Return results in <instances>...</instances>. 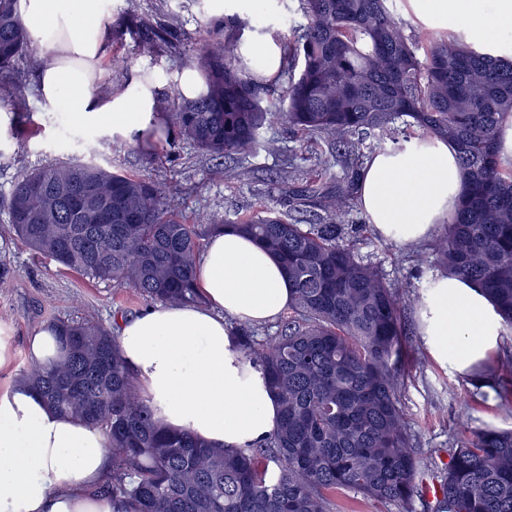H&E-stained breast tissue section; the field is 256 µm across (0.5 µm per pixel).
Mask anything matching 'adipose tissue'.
I'll list each match as a JSON object with an SVG mask.
<instances>
[{
    "label": "adipose tissue",
    "mask_w": 512,
    "mask_h": 512,
    "mask_svg": "<svg viewBox=\"0 0 512 512\" xmlns=\"http://www.w3.org/2000/svg\"><path fill=\"white\" fill-rule=\"evenodd\" d=\"M434 28L496 46L512 33V0H408ZM32 44L49 60L39 71L46 105L65 107L81 125L118 129L141 141L158 120L156 88L132 75L125 94L103 92L99 68L112 43L101 0H19ZM451 143L415 140L366 162L359 202L383 236L416 244L456 209L463 186ZM200 305L156 304L139 316H116L120 354L161 426L186 431L215 448L259 447L274 430L279 406L260 371L244 363L229 320L275 321L292 298L280 265L253 240L232 231L210 237L195 267ZM501 320L477 287L440 278L423 332L435 358L463 370L495 350ZM105 428L51 408L19 385L0 394V512H122L111 495Z\"/></svg>",
    "instance_id": "obj_1"
}]
</instances>
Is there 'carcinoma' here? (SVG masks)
<instances>
[{"instance_id": "obj_1", "label": "carcinoma", "mask_w": 512, "mask_h": 512, "mask_svg": "<svg viewBox=\"0 0 512 512\" xmlns=\"http://www.w3.org/2000/svg\"><path fill=\"white\" fill-rule=\"evenodd\" d=\"M306 23L254 25L238 14L209 23L196 59L205 89L173 86V108L139 143L151 162L156 139L175 132L216 161L220 177L260 146L276 117L307 141L353 158L345 178L314 151L299 175L288 165L279 189L284 214L262 194L245 214L187 224L154 181L83 157L22 174L7 200L8 223L34 254L92 281L131 288L152 304H196L201 241L227 230L248 236L281 263L293 290L288 320L266 342L246 322L231 327L234 348L259 369L281 418L259 448L216 449L188 432L159 427L121 359L111 328L89 320L51 324L61 347L50 367L19 382L56 410L109 433L112 480L103 491L134 512H330L353 492L412 512L421 460L400 403L410 336L403 312L417 301L355 249L345 215L358 199L364 136L404 149L414 139L452 143L464 172L456 211L425 263L477 285L512 330V163L500 152L512 117V48H477L456 33L421 48L395 16V0H298ZM143 53L176 47L178 35L135 16ZM282 51L271 81L246 55L245 29ZM30 46L18 0H0V77ZM512 415V355L474 376ZM434 512H512V427L485 425L448 449L431 471Z\"/></svg>"}]
</instances>
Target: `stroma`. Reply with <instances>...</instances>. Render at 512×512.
<instances>
[{"label": "stroma", "mask_w": 512, "mask_h": 512, "mask_svg": "<svg viewBox=\"0 0 512 512\" xmlns=\"http://www.w3.org/2000/svg\"><path fill=\"white\" fill-rule=\"evenodd\" d=\"M206 5V0H105L106 17L118 23L103 65L106 84L127 83L136 70L153 71L161 85L158 103L167 106L172 100L175 73L189 66L206 36ZM151 11L157 12L161 23L179 27V48L161 51L155 57L141 55L139 38L125 22ZM15 70L21 81L20 96H0V110L10 117L8 126L0 129V259L10 269L9 276L0 279V339L11 350L9 364L0 367V394L15 386L27 367V341L37 327L57 318L89 319L109 325L116 315H134L146 307L131 290L89 281L49 259L33 256L14 241L6 200L15 180L32 168L66 157H81L80 142L88 135L87 128L79 125L72 113L44 104L35 88L36 68L29 58H20ZM96 137L100 142L97 163L159 182L172 208L189 224L214 213L244 209L260 192L266 194L270 206L288 211L287 198L270 184L269 177L285 158L305 155L300 142L281 121L264 129V139L274 148L247 157L243 165L249 174L244 178L212 177L209 161L179 140L157 143L155 150L161 160L151 164L136 143L120 134L100 130ZM345 221L362 228L358 243L361 255L381 265L390 281L411 284L417 293H424L433 272L418 266L420 246L406 245L365 228L366 217L360 207H353ZM406 315L413 330L409 339L412 364L403 377L400 402L422 456L441 465L447 463L446 450L462 436L464 428L486 424L512 427V417L466 383L465 372L435 360L422 332V311L413 308Z\"/></svg>", "instance_id": "obj_1"}]
</instances>
